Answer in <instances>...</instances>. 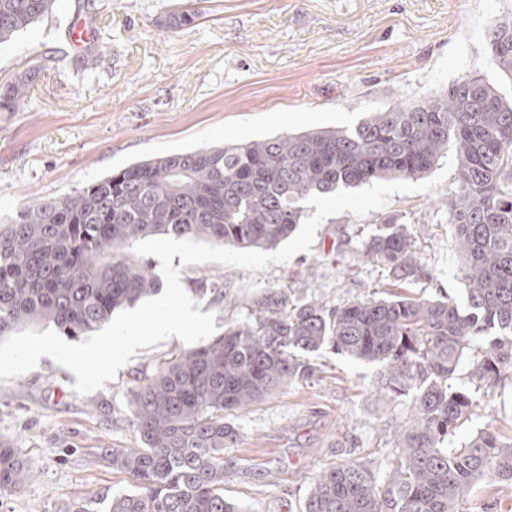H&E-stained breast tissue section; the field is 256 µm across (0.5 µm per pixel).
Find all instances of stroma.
Here are the masks:
<instances>
[{
  "mask_svg": "<svg viewBox=\"0 0 512 512\" xmlns=\"http://www.w3.org/2000/svg\"><path fill=\"white\" fill-rule=\"evenodd\" d=\"M183 2L197 21L177 30L159 19ZM512 0H56L51 14L0 44V83L34 69L25 108L0 110V223L23 206L73 193L113 171L162 154L243 140L351 128L370 112L422 99L465 71L505 97L512 78L487 52L490 21ZM95 17L97 67H77L68 31ZM456 174L428 193L394 195L384 207L326 219L310 252L266 270L182 265V286L216 328L244 319L270 289L330 305L385 292L382 267L359 245L380 218L405 224L430 271L408 294L466 299L461 259L442 199ZM170 338L136 355L87 395L49 357L0 380V443L32 464V476L0 495V512H63L77 497L133 491L103 452L135 448L129 390L137 372L184 350ZM317 374L234 412L237 439L224 450V496L246 512H302L317 472L370 457L388 469L407 405L385 396L378 366L329 349ZM456 443L495 426L512 437V382L478 393Z\"/></svg>",
  "mask_w": 512,
  "mask_h": 512,
  "instance_id": "obj_1",
  "label": "stroma"
}]
</instances>
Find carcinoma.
Segmentation results:
<instances>
[{"label":"carcinoma","mask_w":512,"mask_h":512,"mask_svg":"<svg viewBox=\"0 0 512 512\" xmlns=\"http://www.w3.org/2000/svg\"><path fill=\"white\" fill-rule=\"evenodd\" d=\"M56 0H0V43L50 13ZM197 13L170 11L178 29ZM488 49L512 76V17L494 18ZM36 71L0 86V110L25 107ZM453 152L458 188L443 201L464 266L466 304L395 295L329 307L284 290L255 297L224 335L138 372L130 388L138 448H114L112 469L137 490L71 501L64 512H241L224 498V413L317 373L324 348L378 365L385 393L408 401L391 473L352 459L314 479L303 512H466L480 480L512 487V438L491 428L451 447L476 394L512 380V102L476 71L445 91L373 112L354 128L249 140L155 157L72 194L44 199L0 224V336L54 324L76 339L157 291L130 249L167 234L239 249H271L293 234L302 202L379 179H414ZM391 287L426 275L416 234L391 219L361 243ZM475 389L448 385L468 353ZM31 465L0 445V492Z\"/></svg>","instance_id":"cac0c4a2"}]
</instances>
